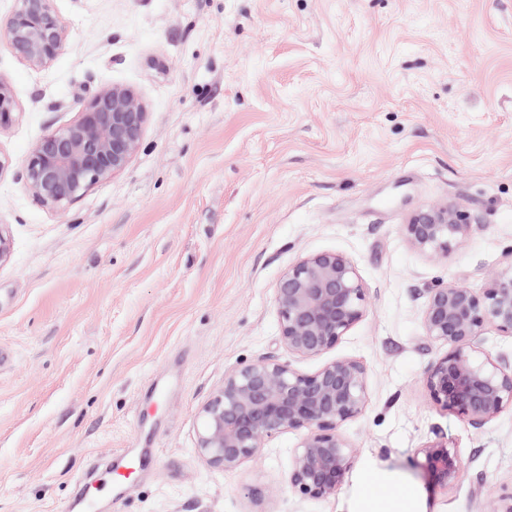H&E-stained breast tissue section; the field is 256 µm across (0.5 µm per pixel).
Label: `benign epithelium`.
I'll use <instances>...</instances> for the list:
<instances>
[{
	"label": "benign epithelium",
	"mask_w": 512,
	"mask_h": 512,
	"mask_svg": "<svg viewBox=\"0 0 512 512\" xmlns=\"http://www.w3.org/2000/svg\"><path fill=\"white\" fill-rule=\"evenodd\" d=\"M2 40L39 69L62 53L67 34L53 0H16L0 27ZM11 105L10 91L0 81V126L10 121ZM147 119V106L135 90L100 88L74 121L31 147L24 167L27 189L53 208L69 206L127 166ZM404 231L414 249L443 257L468 241L474 225L456 207L436 204L411 213ZM274 300L280 344L297 357L315 358L363 319L367 288L348 256L325 251L288 267ZM421 318L425 336L446 347L424 376L432 401L477 428L512 410V357L494 356L476 343L488 328L512 337V273L493 277L480 293L459 284L429 288ZM368 398V369L354 358L326 361L305 373L268 355L225 372L224 384L200 408L197 453L209 466L231 473L256 459L274 435L301 431L288 490L325 500L336 496L354 454L340 427L362 415ZM419 454L434 485L452 488L460 482L466 464L448 444H428Z\"/></svg>",
	"instance_id": "obj_1"
}]
</instances>
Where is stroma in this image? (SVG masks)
Returning <instances> with one entry per match:
<instances>
[{
  "mask_svg": "<svg viewBox=\"0 0 512 512\" xmlns=\"http://www.w3.org/2000/svg\"><path fill=\"white\" fill-rule=\"evenodd\" d=\"M66 48L33 69L0 43L15 111L0 128V512H62L78 476L123 486L119 512H347L359 473L422 512H495L512 491V413L474 428L436 406L423 289L480 292L512 271V0H54ZM134 89L149 117L128 165L67 209L26 188L31 146L99 88ZM477 231L448 256L414 249L430 204ZM337 251L367 312L325 358L279 343L274 289ZM277 355L311 372L352 357L367 407L335 497L289 492L300 435L239 471L196 452L198 410L226 371ZM467 465L430 482L423 445Z\"/></svg>",
  "mask_w": 512,
  "mask_h": 512,
  "instance_id": "stroma-1",
  "label": "stroma"
}]
</instances>
